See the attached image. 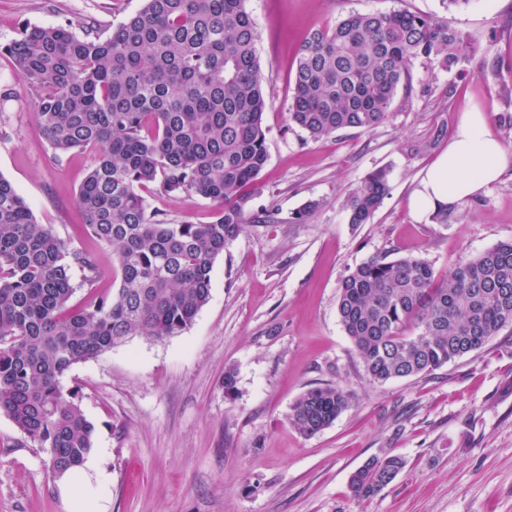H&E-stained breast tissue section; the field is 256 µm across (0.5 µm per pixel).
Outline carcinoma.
<instances>
[{"instance_id": "obj_1", "label": "carcinoma", "mask_w": 512, "mask_h": 512, "mask_svg": "<svg viewBox=\"0 0 512 512\" xmlns=\"http://www.w3.org/2000/svg\"><path fill=\"white\" fill-rule=\"evenodd\" d=\"M258 37L246 0H145L106 37L26 25L0 48L34 93L54 158L96 149L77 205L84 233L112 247L120 271L116 291H98L96 253L38 223L0 175V413L50 450L58 477L84 463L96 433L65 374L133 336L162 341L188 329L227 245L248 224L282 222L276 209L249 206L268 161L271 107ZM467 44L434 16L350 12L298 47L288 124L314 140L372 131L415 61L450 71ZM148 185L159 197L210 200L211 220L169 222L149 210ZM389 194V171L366 174L342 201L348 222L369 223ZM81 288L89 300L74 306ZM337 313L370 382L429 373L512 326V241L440 277L414 255H372L342 279ZM349 407L342 389L316 387L290 406L288 422L312 436ZM402 468L393 455L368 460L351 476L353 496L377 495Z\"/></svg>"}]
</instances>
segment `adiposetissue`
Returning <instances> with one entry per match:
<instances>
[{"label":"adipose tissue","instance_id":"adipose-tissue-1","mask_svg":"<svg viewBox=\"0 0 512 512\" xmlns=\"http://www.w3.org/2000/svg\"><path fill=\"white\" fill-rule=\"evenodd\" d=\"M512 169V148L493 132L487 112L462 113L448 147L427 170L415 190L416 213H433L481 193Z\"/></svg>","mask_w":512,"mask_h":512}]
</instances>
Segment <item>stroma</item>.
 I'll use <instances>...</instances> for the list:
<instances>
[{"mask_svg":"<svg viewBox=\"0 0 512 512\" xmlns=\"http://www.w3.org/2000/svg\"><path fill=\"white\" fill-rule=\"evenodd\" d=\"M272 101L265 117L268 161L252 209L274 206L277 224H252L219 256L211 298L192 326L155 342L135 336L75 365L64 388L80 387L96 425L104 477L84 490L106 512H512V327L482 350L433 372L370 383L337 314L340 282L368 257L395 252L437 273L512 240V172L448 211L444 224L414 217L410 197L447 149L462 112L484 108L512 145V0H247ZM144 0H0V46L22 25L70 24L110 35ZM409 9L468 37V60L449 71L423 62L398 90L390 120L370 132L312 140L289 128L291 66L306 34L344 14ZM92 152L54 158L34 96L0 55V175L38 223L72 247L95 251L99 286L117 289L111 247L87 237L78 189ZM390 173V194L371 223L349 224L341 202L368 172ZM150 208L177 224L209 221L199 197L159 198ZM306 223L290 218L308 201ZM236 391L224 394V373ZM335 385L350 407L306 437L288 422L310 388ZM400 456L404 467L378 495L356 499L352 473L368 459ZM48 449L0 414V512H70Z\"/></svg>","mask_w":512,"mask_h":512,"instance_id":"obj_1","label":"stroma"}]
</instances>
